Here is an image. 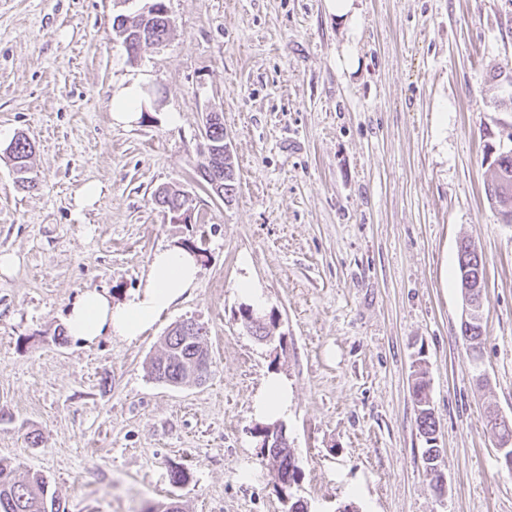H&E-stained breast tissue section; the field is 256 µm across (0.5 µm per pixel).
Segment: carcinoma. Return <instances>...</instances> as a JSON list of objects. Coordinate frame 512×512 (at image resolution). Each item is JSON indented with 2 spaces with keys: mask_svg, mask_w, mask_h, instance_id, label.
<instances>
[{
  "mask_svg": "<svg viewBox=\"0 0 512 512\" xmlns=\"http://www.w3.org/2000/svg\"><path fill=\"white\" fill-rule=\"evenodd\" d=\"M143 32L157 39H168L170 28L166 18L159 15L147 19ZM7 153L16 174V183L33 189L36 181L29 177L30 160L34 146L24 136L15 138L9 144ZM236 172L233 161L224 159L223 200L229 202L236 190ZM487 186L491 187L490 196L496 198L512 195V150L509 155L500 158L498 167L494 168L492 178ZM155 203L166 211L175 209L184 203L179 190L168 188L166 194H154ZM467 259L472 272L485 276V262L469 241H463L458 247L457 261ZM207 328L196 321H189L188 327L169 332L164 339V348L160 356L151 363V375L171 387H179L192 378L191 365L201 359L202 348L207 346ZM416 383L412 390L417 407V428L420 436L425 439L428 448L423 451L426 464V476L430 488L438 493V466L442 465V449L436 443L438 422L427 404L426 370L417 366L413 371ZM268 452L277 459V468L271 477L277 484L292 485L297 481L298 469L291 451L284 448H270ZM0 512H67L60 499L51 492L47 479L39 472L28 471L24 475L17 474L10 462L0 459Z\"/></svg>",
  "mask_w": 512,
  "mask_h": 512,
  "instance_id": "carcinoma-1",
  "label": "carcinoma"
}]
</instances>
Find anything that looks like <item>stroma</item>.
<instances>
[{"mask_svg":"<svg viewBox=\"0 0 512 512\" xmlns=\"http://www.w3.org/2000/svg\"><path fill=\"white\" fill-rule=\"evenodd\" d=\"M165 4L168 40L133 60L112 23L137 0H0V253L19 259L0 274V458L41 472L67 512H285L252 433L274 370L293 390V493L315 512H512L486 432L489 413L512 420V224L485 196L512 150V0H362L353 73L324 0ZM135 76L149 107L114 125L112 92ZM211 111L231 144L229 202L197 174ZM20 134L32 190L4 153ZM89 184L101 193L83 208ZM162 186L190 196L193 223L154 204ZM464 239L486 261L476 362L460 332ZM173 243L199 248V283L145 336L62 337L82 290L121 299ZM245 272L273 341L240 317ZM190 319L209 331L206 382L153 381L167 330ZM419 365L441 495L416 426ZM236 292L246 303L255 310H260L265 304L263 289L249 275H242L236 282ZM412 373L416 376L414 389L412 390L413 399L415 405L417 407V428L420 436L425 439V443L428 445V448H425L423 451V459L426 464V476L429 480L430 488L436 492L440 493L441 488L438 486V476L437 472L439 471L441 475V479H443V471L438 466L442 465V448L436 443L438 439V422L435 418V415L427 404L428 396L426 388L428 387V380L426 379V370L422 368V366H416Z\"/></svg>","mask_w":512,"mask_h":512,"instance_id":"obj_1","label":"stroma"}]
</instances>
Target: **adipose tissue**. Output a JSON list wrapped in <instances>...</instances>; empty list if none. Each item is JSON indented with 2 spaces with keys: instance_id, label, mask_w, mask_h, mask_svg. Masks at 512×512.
Listing matches in <instances>:
<instances>
[{
  "instance_id": "adipose-tissue-1",
  "label": "adipose tissue",
  "mask_w": 512,
  "mask_h": 512,
  "mask_svg": "<svg viewBox=\"0 0 512 512\" xmlns=\"http://www.w3.org/2000/svg\"><path fill=\"white\" fill-rule=\"evenodd\" d=\"M200 274L197 257L181 246H168L152 254L142 285L119 303L96 289L82 291L67 317L69 335L92 343L102 336L133 340L148 332L167 312L196 287ZM292 389L280 374L263 380L252 399V415L262 423L288 417Z\"/></svg>"
}]
</instances>
